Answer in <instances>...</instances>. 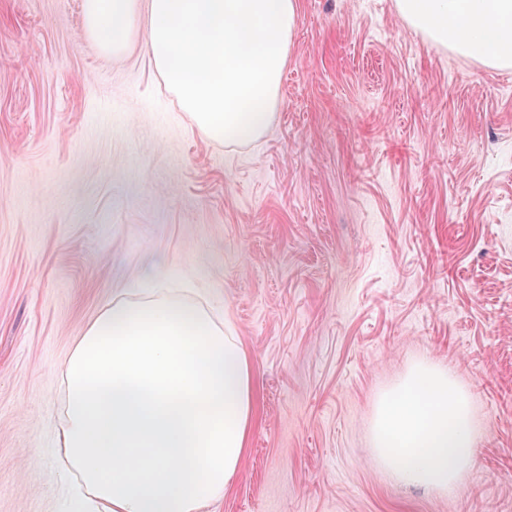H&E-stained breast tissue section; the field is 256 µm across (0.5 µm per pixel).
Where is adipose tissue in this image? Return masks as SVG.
<instances>
[{"label":"adipose tissue","instance_id":"adipose-tissue-1","mask_svg":"<svg viewBox=\"0 0 512 512\" xmlns=\"http://www.w3.org/2000/svg\"><path fill=\"white\" fill-rule=\"evenodd\" d=\"M135 0H84L100 47L123 49ZM428 40L512 67V0H396ZM140 279L113 301L60 368L58 435L67 512H207L236 477L251 431L252 360L202 306Z\"/></svg>","mask_w":512,"mask_h":512}]
</instances>
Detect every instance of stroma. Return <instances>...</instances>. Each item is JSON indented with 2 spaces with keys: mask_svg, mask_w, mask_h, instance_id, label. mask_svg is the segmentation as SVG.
<instances>
[{
  "mask_svg": "<svg viewBox=\"0 0 512 512\" xmlns=\"http://www.w3.org/2000/svg\"><path fill=\"white\" fill-rule=\"evenodd\" d=\"M137 0L106 54L83 0H0V512H65L60 365L143 268L248 351L254 427L208 512H512V69L396 0H297L275 115L201 135ZM471 400L447 493L378 465V398L417 363Z\"/></svg>",
  "mask_w": 512,
  "mask_h": 512,
  "instance_id": "stroma-1",
  "label": "stroma"
}]
</instances>
